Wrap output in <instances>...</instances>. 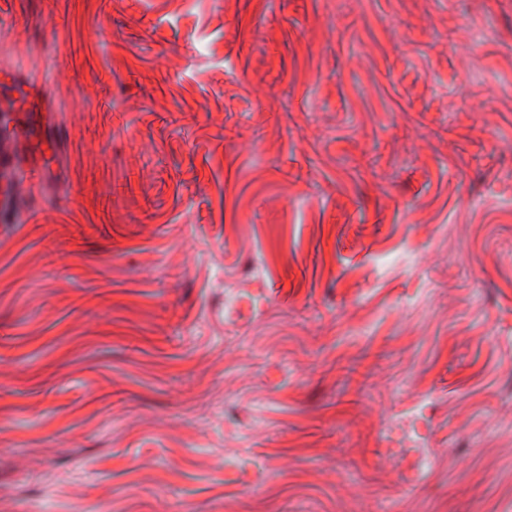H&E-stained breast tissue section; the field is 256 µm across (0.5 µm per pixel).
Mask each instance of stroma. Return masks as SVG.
I'll list each match as a JSON object with an SVG mask.
<instances>
[{"label": "stroma", "instance_id": "1", "mask_svg": "<svg viewBox=\"0 0 512 512\" xmlns=\"http://www.w3.org/2000/svg\"><path fill=\"white\" fill-rule=\"evenodd\" d=\"M0 512H512V0H11ZM7 87L11 88L13 91V93H9L13 97L10 99L12 105L8 108V112H11L10 117L13 129L14 151L12 154H8L10 162L7 165L3 162L4 155L1 156L0 179L2 176L5 177L12 173L16 155L20 152L21 147H23L25 143L23 128L18 125L17 112H21L26 107L38 103L43 94V86L29 82L16 81Z\"/></svg>", "mask_w": 512, "mask_h": 512}]
</instances>
